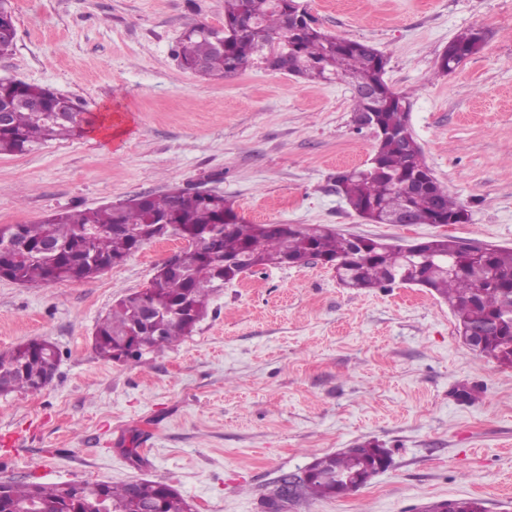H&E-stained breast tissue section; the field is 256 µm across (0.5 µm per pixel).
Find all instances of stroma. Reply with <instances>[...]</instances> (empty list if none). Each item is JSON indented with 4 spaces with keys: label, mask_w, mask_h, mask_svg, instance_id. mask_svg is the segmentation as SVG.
I'll return each instance as SVG.
<instances>
[{
    "label": "stroma",
    "mask_w": 512,
    "mask_h": 512,
    "mask_svg": "<svg viewBox=\"0 0 512 512\" xmlns=\"http://www.w3.org/2000/svg\"><path fill=\"white\" fill-rule=\"evenodd\" d=\"M329 34L369 43L410 97L409 128L464 224H372L336 192L371 157L346 82L249 69L204 80L172 50L224 0H9L17 28L0 78L86 102L75 137L0 156V225L35 224L175 187L212 189L256 224H324L411 244L437 235L512 248V0H299ZM483 49L436 75L461 31ZM181 242L145 245L81 281L0 278V353L31 339L60 352L36 395L0 396V482L139 478L172 484L196 512H266L281 473L375 441L392 464L340 498L288 512H420L477 498L512 512V368L467 348L436 293L352 291L314 262L225 284L192 336L138 362L93 349L98 319L148 284ZM477 387L478 399L453 393ZM140 435L143 465L124 453Z\"/></svg>",
    "instance_id": "obj_1"
}]
</instances>
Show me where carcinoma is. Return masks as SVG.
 <instances>
[{
    "mask_svg": "<svg viewBox=\"0 0 512 512\" xmlns=\"http://www.w3.org/2000/svg\"><path fill=\"white\" fill-rule=\"evenodd\" d=\"M286 9L288 0H224L223 30L197 24L179 40L175 57L191 72L197 62H203L204 69L197 72L203 78H226L259 67L263 55L275 53L279 63L292 64L291 73L306 79L341 77L352 89L380 88L373 104L353 95V112H379L389 134L376 138V149L364 167L336 173L345 180L346 204L359 215L375 210L378 220L386 214L406 213L417 224H432L440 213L465 209L436 180L415 195L406 190L414 176L429 167L418 143L401 145L400 139L412 134L406 122L408 109L399 108L396 100L406 102L408 97L389 86L385 70L373 65L380 50L326 33L309 14L301 31L290 34ZM451 45L473 56L484 42L478 31L469 29L455 36ZM35 104L39 108H33ZM73 107L75 111L59 116L56 101L43 86L0 79V113L7 117L0 126V155L23 154L36 144L80 134L91 120L81 106ZM160 220L172 226V236L177 238L222 225L207 250L234 262L235 279L255 268L281 266L289 258L296 266L312 260L335 263L337 282L353 291L423 280L428 290L448 302L460 331L471 330L481 337L478 354L512 367V325L505 322L497 333H485L493 319L512 315V248L478 249L441 236L419 245L416 256L386 240L364 253L350 236L327 225L254 224L243 220L224 196L206 201L192 188L137 195L97 208L74 207L38 224L0 225V277L27 285L96 277L100 262L114 267L138 252L135 238L117 226L140 227ZM90 227L100 233L87 245L82 232ZM23 246L30 256L19 259L15 252ZM217 284L211 262L196 250L184 252L181 274L155 276L147 299L158 335L149 342L148 352L161 351L192 335ZM132 316V303L122 296L100 318L93 337L100 358L115 359L132 332ZM57 361V348L46 340H31L0 354V396L41 392L52 381ZM380 450V445L369 441L315 459L308 466L312 475L300 484L296 501L344 497L357 491L336 487V474H352L376 464ZM293 476L284 472L276 480L266 497L270 512L288 506ZM102 500L114 507L113 512L143 506L151 512H192L191 503L178 490L153 480L83 481L78 488L67 483L11 482L0 512H17L30 503L44 512H97Z\"/></svg>",
    "mask_w": 512,
    "mask_h": 512,
    "instance_id": "obj_1",
    "label": "carcinoma"
}]
</instances>
